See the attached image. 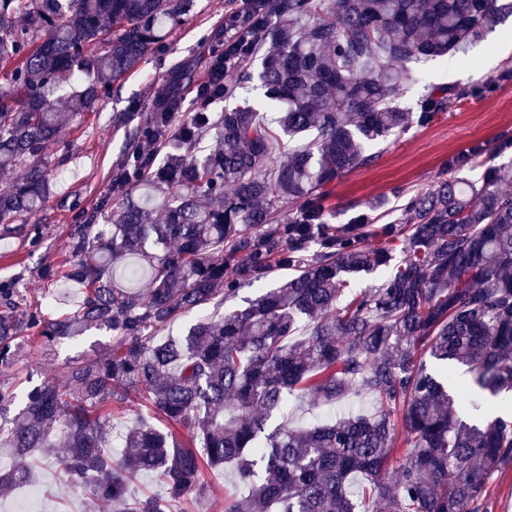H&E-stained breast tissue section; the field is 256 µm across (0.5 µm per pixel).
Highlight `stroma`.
Masks as SVG:
<instances>
[{
	"label": "stroma",
	"mask_w": 512,
	"mask_h": 512,
	"mask_svg": "<svg viewBox=\"0 0 512 512\" xmlns=\"http://www.w3.org/2000/svg\"><path fill=\"white\" fill-rule=\"evenodd\" d=\"M235 0H195L185 24L166 44L150 54L138 70L115 84L96 111L79 114L67 126L59 143L48 149L53 173L52 194L44 210L28 224H0V284L18 291L20 309L48 321L74 314L82 297L75 283L50 279L46 269L62 268L71 259L68 231L84 213L99 211L111 194L112 171L123 157L130 124L126 115L142 117L159 92L177 83L181 103L177 120L191 112L198 84L207 76L211 51L224 42V14ZM512 30V18L493 24L469 50L472 66L461 67L452 58H437L424 67V80L407 89L400 103L414 107L429 85L471 84L498 79L512 66V49L499 50L502 29ZM512 130V81L500 82L485 99L449 102L448 110L427 127H412L374 144L379 159L373 166L357 167L337 180L328 204L332 225L344 228L368 203L395 209L397 189H427L440 176L449 155L484 144L494 151L502 132ZM112 331L90 330L82 336L52 345L31 341L22 345L12 364L0 365V389L21 396L32 376H52L67 364L91 359L111 350ZM31 477L18 488L0 493V512H11L31 499L36 512H84V495L69 486L56 466L43 460L30 466ZM208 498L185 505L184 512H222L226 493L235 491L233 472L225 467L206 471ZM475 512H512V459L492 473Z\"/></svg>",
	"instance_id": "obj_1"
}]
</instances>
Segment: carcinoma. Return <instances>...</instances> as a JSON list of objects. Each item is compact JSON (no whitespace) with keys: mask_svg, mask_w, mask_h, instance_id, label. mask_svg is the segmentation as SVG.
Segmentation results:
<instances>
[{"mask_svg":"<svg viewBox=\"0 0 512 512\" xmlns=\"http://www.w3.org/2000/svg\"><path fill=\"white\" fill-rule=\"evenodd\" d=\"M194 0H0V224L23 223L50 193L46 148L93 110L184 24ZM512 0H241L224 14V48L196 107L172 132L151 112L130 133L112 171L107 223L70 227L76 258L47 270L83 288L76 315L42 321L19 313L0 287V365L22 344L51 345L90 328L117 335L112 351L67 365L30 386L17 413L0 391V452L53 456L71 485L116 512H170L206 497V467L234 471L239 492L223 512H470L489 476L512 458V417L491 400L512 393V162L470 180L456 173L481 144L448 157L435 184L407 193L382 245L330 225L332 186L372 166V145L483 99L496 84L433 86L399 104L421 80L414 65L453 56ZM236 75L227 83L221 73ZM258 80L270 100L241 94ZM221 100L235 105L219 114ZM314 138L287 152L283 138ZM209 139V153H195ZM365 205L355 224H376ZM400 254L393 261L394 254ZM281 284L265 287L274 271ZM381 283L345 298L353 277ZM258 295L193 325L243 286ZM441 365L428 370L420 351ZM467 367L458 383L454 366ZM138 393L150 415L118 431L112 410ZM373 397L369 415L305 428L282 423L292 397L318 410ZM408 448L394 460L396 420ZM165 420L187 431L162 430ZM119 441L115 459L109 445ZM395 468V477L384 474ZM156 476L164 497H134L129 482ZM0 469V490L27 479Z\"/></svg>","mask_w":512,"mask_h":512,"instance_id":"cac0c4a2","label":"carcinoma"}]
</instances>
